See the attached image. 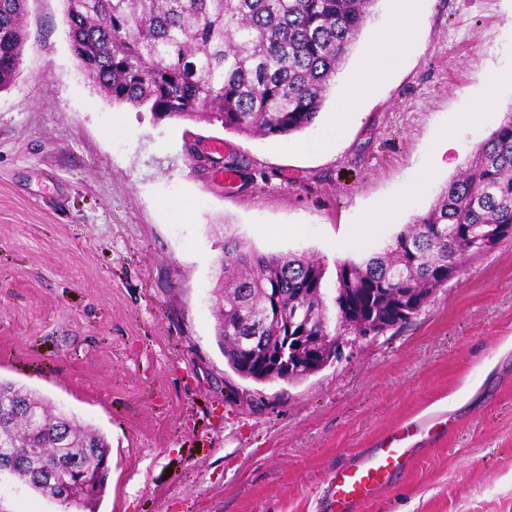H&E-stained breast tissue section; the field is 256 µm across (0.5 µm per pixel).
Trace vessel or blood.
Instances as JSON below:
<instances>
[{
    "label": "vessel or blood",
    "instance_id": "obj_1",
    "mask_svg": "<svg viewBox=\"0 0 512 512\" xmlns=\"http://www.w3.org/2000/svg\"><path fill=\"white\" fill-rule=\"evenodd\" d=\"M409 436V429L396 431L349 466L336 469L328 482L329 512H355L359 504L400 471L410 453L406 445Z\"/></svg>",
    "mask_w": 512,
    "mask_h": 512
}]
</instances>
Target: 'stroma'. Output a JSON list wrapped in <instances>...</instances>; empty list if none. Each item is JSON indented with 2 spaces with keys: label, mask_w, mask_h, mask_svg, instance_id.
Masks as SVG:
<instances>
[{
  "label": "stroma",
  "mask_w": 512,
  "mask_h": 512,
  "mask_svg": "<svg viewBox=\"0 0 512 512\" xmlns=\"http://www.w3.org/2000/svg\"><path fill=\"white\" fill-rule=\"evenodd\" d=\"M376 0L336 76L390 21ZM64 0H28L21 75L0 91V379L109 442L97 512H324L328 477L422 418L417 453L359 512H512V240L465 262L409 323L299 383L227 366L212 290L231 233L336 266L382 251L512 109L474 113L512 68V0H423L413 47L355 112L330 94L280 139L109 102L73 56ZM330 153L308 150L329 123ZM247 166L217 180L206 146ZM403 205L384 223L363 212ZM0 512H63L0 472ZM504 83H512V69L495 72L485 81L484 95L475 105L473 111L476 113L492 109L496 103L497 89Z\"/></svg>",
  "instance_id": "35a3bbf8"
}]
</instances>
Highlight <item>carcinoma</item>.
Instances as JSON below:
<instances>
[{"label": "carcinoma", "instance_id": "cac0c4a2", "mask_svg": "<svg viewBox=\"0 0 512 512\" xmlns=\"http://www.w3.org/2000/svg\"><path fill=\"white\" fill-rule=\"evenodd\" d=\"M27 0H0V91L20 75ZM376 0H65L71 50L88 79L116 104L156 119L194 115L261 137L299 133L323 110L346 56ZM512 240V109L481 141L466 167L384 251L336 266L335 317L322 292L325 267L305 255H268L224 237V279L214 287L216 337L242 379L265 383L261 343L279 336L266 320L274 305L313 315L309 334L342 336L355 318L385 331L408 323L461 272L481 235ZM410 307L401 311L398 295ZM0 448H17L13 475L52 499L37 478L46 466L88 478L108 458L105 435L0 380ZM94 496L66 509L90 508Z\"/></svg>", "mask_w": 512, "mask_h": 512}]
</instances>
